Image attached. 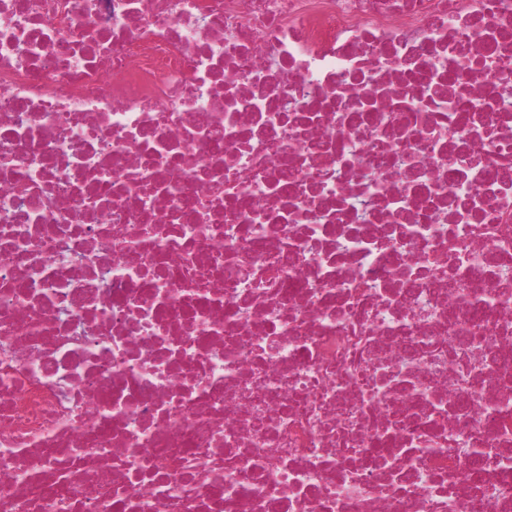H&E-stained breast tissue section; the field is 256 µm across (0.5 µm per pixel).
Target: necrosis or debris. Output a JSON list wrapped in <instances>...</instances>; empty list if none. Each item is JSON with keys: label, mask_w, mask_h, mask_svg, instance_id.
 Wrapping results in <instances>:
<instances>
[{"label": "necrosis or debris", "mask_w": 512, "mask_h": 512, "mask_svg": "<svg viewBox=\"0 0 512 512\" xmlns=\"http://www.w3.org/2000/svg\"><path fill=\"white\" fill-rule=\"evenodd\" d=\"M0 512H512V0H0Z\"/></svg>", "instance_id": "4bbe7bcc"}]
</instances>
